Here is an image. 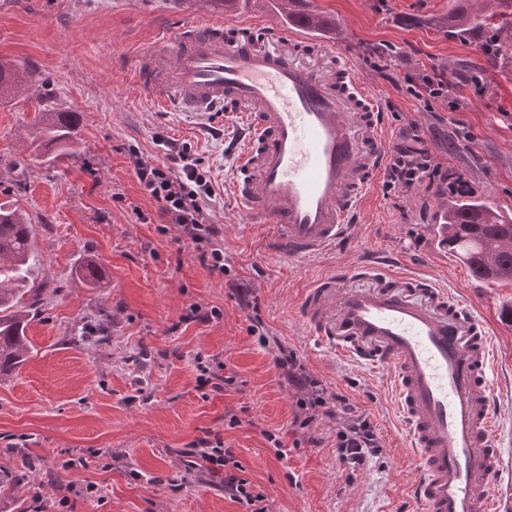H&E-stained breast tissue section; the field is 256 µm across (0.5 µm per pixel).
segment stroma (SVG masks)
<instances>
[{
	"label": "stroma",
	"mask_w": 512,
	"mask_h": 512,
	"mask_svg": "<svg viewBox=\"0 0 512 512\" xmlns=\"http://www.w3.org/2000/svg\"><path fill=\"white\" fill-rule=\"evenodd\" d=\"M458 0H298L326 20L325 35L363 73L394 132L418 128L427 148L492 206L512 212V71L495 67L482 37L451 39L432 26ZM182 18L172 0H0V60L36 73L35 95L0 104V202L20 207L43 253L47 298L28 324L27 361L0 376V449L22 455L0 465L22 472L27 512H245L225 499L221 478L188 468L178 451L210 429L242 468L268 512H416L405 494L416 477L387 371L349 361L308 336L298 317L304 288L341 266L392 257L467 297L495 342L494 410L512 486V286L476 279L443 246L441 198L420 184L398 200L374 185L351 238L322 255L284 260L265 252V225L250 222L226 191L236 173L227 149L237 124L158 111L136 84L142 53ZM382 51V71L366 63ZM444 69L459 110L424 109L398 89L422 65ZM478 77L482 94L467 85ZM79 113V151L49 164L26 143L40 101ZM475 142H466V134ZM171 139L202 160L216 194L205 215L224 233L223 275L210 273L176 227L159 231L138 212L158 205L138 182L129 147L163 163ZM94 255L104 281L72 276ZM246 288L242 308L234 287ZM220 310L208 323L186 321L191 305ZM83 323L110 326L107 343L85 350L70 338ZM294 349L328 391L345 393L374 423L382 446L352 470L338 459L339 420L321 416L293 427L297 390L276 359ZM219 356L237 375L225 393L201 399L197 358ZM238 422L228 425L225 414ZM283 442L275 448L268 434ZM77 465L64 469L67 460ZM104 488L103 499L68 494L67 484Z\"/></svg>",
	"instance_id": "obj_1"
}]
</instances>
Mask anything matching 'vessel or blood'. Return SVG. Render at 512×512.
Returning a JSON list of instances; mask_svg holds the SVG:
<instances>
[{"instance_id": "obj_1", "label": "vessel or blood", "mask_w": 512, "mask_h": 512, "mask_svg": "<svg viewBox=\"0 0 512 512\" xmlns=\"http://www.w3.org/2000/svg\"><path fill=\"white\" fill-rule=\"evenodd\" d=\"M185 20L144 55L136 81L157 107L237 118L244 144L230 192L270 225L267 252L307 259L351 236L384 154V114L335 45L224 14L222 0H176ZM307 333L391 371L417 466V512H512L488 330L466 300L380 262L341 267L304 288Z\"/></svg>"}]
</instances>
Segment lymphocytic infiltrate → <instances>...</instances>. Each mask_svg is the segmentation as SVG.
<instances>
[{"label": "lymphocytic infiltrate", "instance_id": "1", "mask_svg": "<svg viewBox=\"0 0 512 512\" xmlns=\"http://www.w3.org/2000/svg\"><path fill=\"white\" fill-rule=\"evenodd\" d=\"M403 81L407 92L428 109L435 101L453 96L454 85L447 73L434 66L408 71ZM419 139L415 133L410 141L393 145L384 169L387 188L406 192L420 183L438 190L450 185L452 173L432 163L429 149L419 147ZM128 157L139 183L157 202L161 223L178 228L181 239L192 246L203 268L223 273V231L219 225L205 220L215 190L211 175L202 168L199 159L179 152L180 165L174 169L145 160L136 149L130 150ZM277 364L287 385L304 394L298 402L303 414L294 418L295 427L307 428L322 415H343L344 422L336 433V448L340 461L349 468L363 465L368 455L379 450L381 441L370 419L359 413L345 395L328 392L321 380L306 371L294 350L281 348ZM180 454L191 467L222 476L224 495L229 500L250 506L252 512H267L262 505L263 494L253 492L250 482L236 474L237 463L225 449L220 434L204 431Z\"/></svg>", "mask_w": 512, "mask_h": 512}]
</instances>
